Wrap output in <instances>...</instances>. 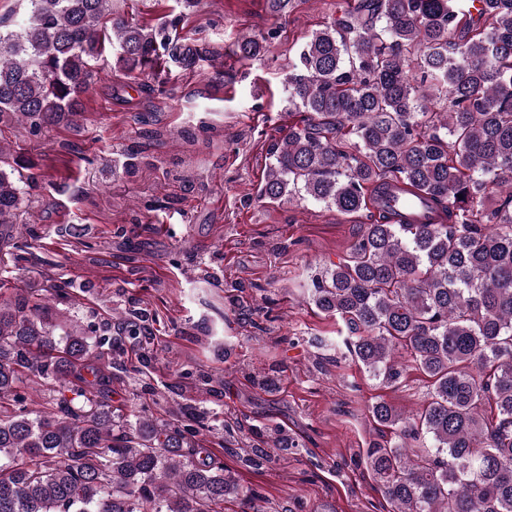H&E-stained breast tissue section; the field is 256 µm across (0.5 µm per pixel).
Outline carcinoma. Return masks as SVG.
<instances>
[{"label":"carcinoma","instance_id":"carcinoma-1","mask_svg":"<svg viewBox=\"0 0 512 512\" xmlns=\"http://www.w3.org/2000/svg\"><path fill=\"white\" fill-rule=\"evenodd\" d=\"M29 21L0 33V123L38 132L81 111L112 46V69H190L217 50L174 30L199 0L152 26L114 17V0H29ZM273 35L234 42L243 61ZM288 111L300 124L268 149L259 197L370 212L350 253L314 271L311 301L348 331L369 376L429 379L404 414L385 400L363 451L388 512H512V0H346L288 62ZM0 166V512H224L240 495L195 437L216 413L179 426L112 409L104 387L123 369L78 321L28 291L8 295L29 258L8 230L24 203ZM426 203L411 224L386 204ZM55 386L44 411L25 388ZM72 397H67L66 393ZM254 439L247 461L298 444L277 425L224 427V447Z\"/></svg>","mask_w":512,"mask_h":512}]
</instances>
